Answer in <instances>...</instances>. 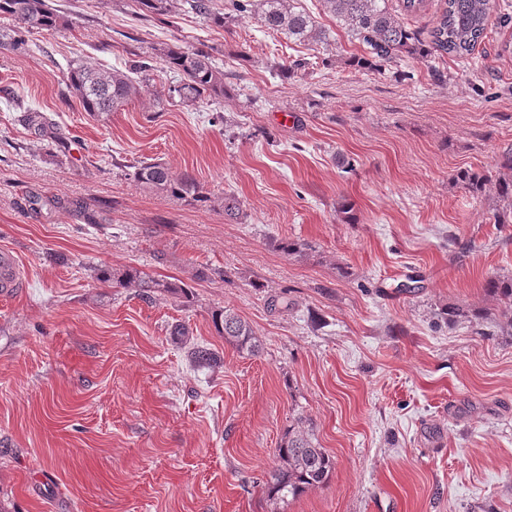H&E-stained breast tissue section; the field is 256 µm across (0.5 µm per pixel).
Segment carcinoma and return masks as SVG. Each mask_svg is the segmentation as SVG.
Instances as JSON below:
<instances>
[{
	"instance_id": "1",
	"label": "carcinoma",
	"mask_w": 512,
	"mask_h": 512,
	"mask_svg": "<svg viewBox=\"0 0 512 512\" xmlns=\"http://www.w3.org/2000/svg\"><path fill=\"white\" fill-rule=\"evenodd\" d=\"M133 2L143 14L171 13L169 0ZM322 2L329 14L369 48L371 58L361 60L363 65L390 62L403 53L421 58L434 52L459 57L471 55L487 37L492 7L491 0H444L432 39L425 43L389 11L387 0ZM186 4L191 12L217 27L224 28L240 18L251 16L267 29L282 33L293 41H327L326 30L317 25L310 15L294 7L292 0H224L222 8L217 7L213 0H186ZM0 17L10 21L8 27L0 28V49L7 48L15 53L28 50L27 35L35 31L57 32L69 25L67 17L52 8L48 0H0ZM163 56L167 68L180 76L172 89L173 96L179 101L189 103L226 94L224 71L209 53L173 46L167 48ZM67 81L69 92L78 99L83 110L97 117L109 116L136 92L132 79L120 69L72 67ZM26 121L39 136L51 140L57 152H66L67 142L58 126L38 113L26 115ZM500 168L504 173L497 180L498 197L508 204L507 209L497 211L494 218L497 224H509L512 222V149L503 152ZM133 176L156 191L178 199L206 198L204 187L196 178L188 174L175 177L161 163H143L135 168ZM456 178L474 193L483 191L488 182L487 177L469 170L458 172ZM98 280L118 288H135L137 295L148 302L162 295L174 299L189 298L183 281L155 278L134 267L100 270ZM487 288L512 303V280L491 279ZM214 325L225 343L253 355L259 352L260 342L252 327L238 314L229 309L221 310L215 315ZM188 355L198 367L215 368L222 364L219 353L208 348L196 346ZM275 455L279 465L265 482L266 492L273 500H292L323 485L334 466L331 456L325 449L317 447L304 430L301 416L293 418L288 425V433L275 449Z\"/></svg>"
}]
</instances>
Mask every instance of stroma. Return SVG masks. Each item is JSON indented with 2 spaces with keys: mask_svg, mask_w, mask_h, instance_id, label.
Here are the masks:
<instances>
[{
  "mask_svg": "<svg viewBox=\"0 0 512 512\" xmlns=\"http://www.w3.org/2000/svg\"><path fill=\"white\" fill-rule=\"evenodd\" d=\"M49 2L67 29L0 49V247L29 281L0 298V512H512V305L484 288L512 278V224L493 218L512 0H495L474 55L371 69L321 0H294L327 31L318 44L250 17L213 27L184 0L171 25L132 0ZM173 45L210 52L227 95L172 99ZM144 56L153 71L109 119L69 96L70 67L128 73ZM153 162L192 173L208 202L133 179ZM465 168L487 175L482 195L455 183ZM105 266L192 296L146 303L98 281ZM225 307L258 354L216 332ZM178 324L223 366H194ZM298 413L334 469L275 504L264 483ZM25 120L28 122V125L34 128L35 132H38L39 136L50 139L57 152H66L67 142L65 137L58 131L59 127L55 123L48 121L44 115L38 113L27 114Z\"/></svg>",
  "mask_w": 512,
  "mask_h": 512,
  "instance_id": "obj_1",
  "label": "stroma"
}]
</instances>
